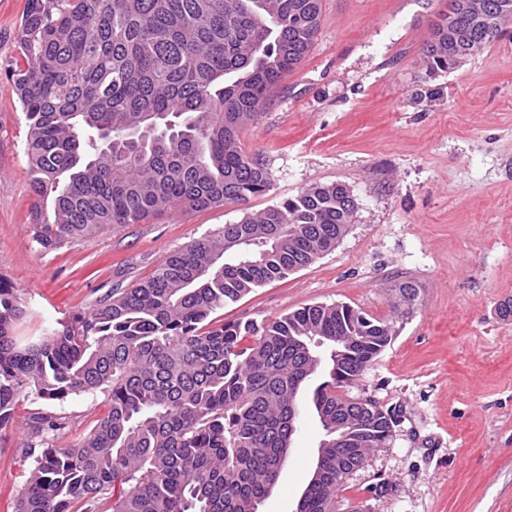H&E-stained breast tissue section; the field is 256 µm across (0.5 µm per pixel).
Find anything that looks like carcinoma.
<instances>
[{
  "mask_svg": "<svg viewBox=\"0 0 512 512\" xmlns=\"http://www.w3.org/2000/svg\"><path fill=\"white\" fill-rule=\"evenodd\" d=\"M320 16L321 0H26L8 75L29 124L34 241L57 249L164 208L266 192L241 132L310 51ZM511 16L512 0H448L428 69L458 67ZM354 211L346 185L311 187L23 342L27 311L0 281V427L24 392L108 401L69 448L53 445L64 417H29L15 512H99L108 499L112 512H258L300 419L298 391L321 364L313 337L331 347L312 397L326 475L308 483L302 512H336L343 480L392 432L393 415L347 396L390 344V323L344 304L261 326L212 315L334 249Z\"/></svg>",
  "mask_w": 512,
  "mask_h": 512,
  "instance_id": "1",
  "label": "carcinoma"
}]
</instances>
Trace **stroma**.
I'll list each match as a JSON object with an SVG mask.
<instances>
[{
	"mask_svg": "<svg viewBox=\"0 0 512 512\" xmlns=\"http://www.w3.org/2000/svg\"><path fill=\"white\" fill-rule=\"evenodd\" d=\"M448 0H322L301 63L241 133L264 162L268 191L246 208H166L139 224L46 251L33 239L28 122L8 71L20 57L25 0H0V278L27 310L19 340L131 288L170 252L244 213L316 184L343 183L356 209L336 249L218 310L227 322L348 304L388 320L391 343L350 387L395 418L389 439L349 474L336 512H512V21L481 53L429 74L423 50ZM439 96L425 97V90ZM418 298L396 311L397 286ZM277 485L259 512H295L323 437L308 402ZM107 410L102 393L20 399L0 428V512L26 474L28 417H67L57 438L81 442Z\"/></svg>",
	"mask_w": 512,
	"mask_h": 512,
	"instance_id": "35a3bbf8",
	"label": "stroma"
}]
</instances>
